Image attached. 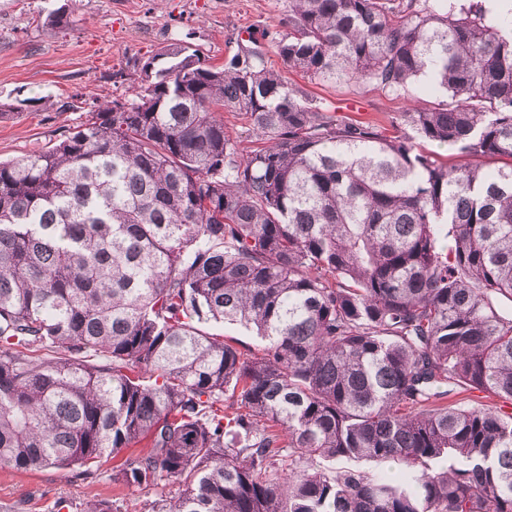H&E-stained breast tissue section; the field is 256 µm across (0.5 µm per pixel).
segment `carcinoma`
<instances>
[{
	"instance_id": "obj_1",
	"label": "carcinoma",
	"mask_w": 512,
	"mask_h": 512,
	"mask_svg": "<svg viewBox=\"0 0 512 512\" xmlns=\"http://www.w3.org/2000/svg\"><path fill=\"white\" fill-rule=\"evenodd\" d=\"M287 3V68L406 96L410 131L179 41L0 161V468L92 478L142 442L112 483L180 486L145 512H512V19ZM210 331L215 334L223 335L224 338L236 340L243 346L253 348L262 346L260 338L239 325L214 324L211 325Z\"/></svg>"
}]
</instances>
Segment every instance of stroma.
<instances>
[{"label": "stroma", "instance_id": "obj_1", "mask_svg": "<svg viewBox=\"0 0 512 512\" xmlns=\"http://www.w3.org/2000/svg\"><path fill=\"white\" fill-rule=\"evenodd\" d=\"M60 8L69 20L63 32L45 23ZM286 14L285 0H0V159L52 146L84 118L88 101L123 97L137 74L115 73L129 61L185 39L220 64L250 33H287ZM263 50L268 67L338 116L385 120L408 106L406 98L370 86L310 81L286 69L271 45ZM113 465L103 458L93 479L75 468H0V512H59L64 504L82 508L112 498L123 512H144L146 494L115 486Z\"/></svg>", "mask_w": 512, "mask_h": 512}]
</instances>
